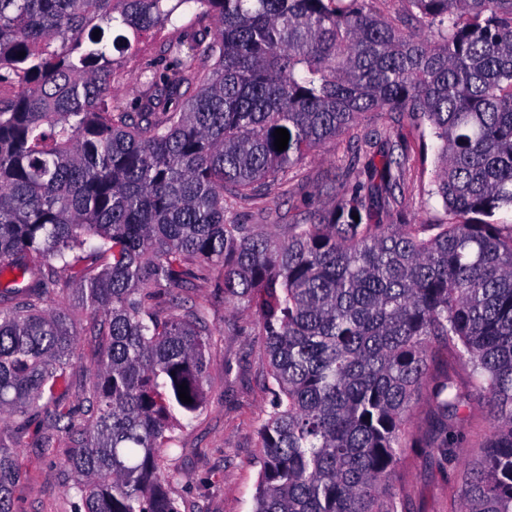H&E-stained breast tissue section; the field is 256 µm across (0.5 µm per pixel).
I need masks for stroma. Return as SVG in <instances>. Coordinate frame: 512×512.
<instances>
[{
    "label": "stroma",
    "mask_w": 512,
    "mask_h": 512,
    "mask_svg": "<svg viewBox=\"0 0 512 512\" xmlns=\"http://www.w3.org/2000/svg\"><path fill=\"white\" fill-rule=\"evenodd\" d=\"M391 130L407 143L411 161L404 175V200L400 211L382 214L387 224L420 221L430 224L445 219L439 198L428 197L432 163L420 159L419 133L393 114L372 112L360 124L307 154L288 173V182L271 194L234 206L236 216L256 215L263 224H296L305 215L330 207L337 192L353 183L368 187L366 175L347 178L345 164L353 147L366 134ZM175 293H189L210 311L212 336L208 349V383L203 406L174 431L165 468L173 473L170 492L181 512H252L259 484V427L270 409L272 394L265 382L267 354L258 333L254 311L228 313L224 296L214 282L197 281L193 289L175 285ZM100 357L97 341L81 335L72 354L67 378L68 400L78 405ZM431 416L419 408L410 427L417 442L406 449L392 474V487L412 503L415 512H451L457 505L459 473L477 458L490 426L486 400H475L458 423L461 443L453 457H446L430 437ZM53 446L40 448L41 435L31 431L18 436L15 458L19 480L11 490L12 512H74V500L66 495V467L75 443L65 430L52 429Z\"/></svg>",
    "instance_id": "1"
}]
</instances>
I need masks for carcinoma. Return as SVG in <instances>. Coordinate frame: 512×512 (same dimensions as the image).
<instances>
[{
    "label": "carcinoma",
    "instance_id": "carcinoma-1",
    "mask_svg": "<svg viewBox=\"0 0 512 512\" xmlns=\"http://www.w3.org/2000/svg\"><path fill=\"white\" fill-rule=\"evenodd\" d=\"M408 2L385 19L372 0H0V274L17 271L0 289V512L15 435L75 416L77 320L44 307L55 263L101 347L67 463L84 512H179L164 457L203 404L212 331L172 286L213 273L225 305L255 310L268 355L253 512H411L390 475L421 396L448 450L487 398L456 512H512V224L492 221L512 209V0ZM181 6L185 31L129 68ZM116 25L131 36L109 45ZM135 74L146 89L125 107L115 84ZM369 112L439 142L429 196L448 221L377 219L401 206L408 162L387 130L377 156L372 137L356 150L369 193L280 236L227 219ZM437 345L467 386L431 375Z\"/></svg>",
    "mask_w": 512,
    "mask_h": 512
}]
</instances>
